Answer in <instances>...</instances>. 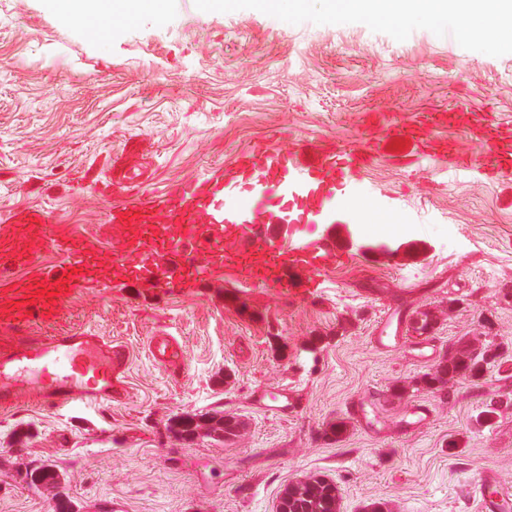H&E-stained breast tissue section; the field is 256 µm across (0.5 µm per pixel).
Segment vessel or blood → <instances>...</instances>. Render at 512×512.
I'll return each mask as SVG.
<instances>
[{"mask_svg": "<svg viewBox=\"0 0 512 512\" xmlns=\"http://www.w3.org/2000/svg\"><path fill=\"white\" fill-rule=\"evenodd\" d=\"M492 150L482 157L449 154L448 163L486 180L512 176V145L496 124L482 133ZM371 161L368 153L276 143L247 150L203 176L171 184L160 192L137 191L110 202L112 252L103 255L94 236H75L50 223L44 208L28 206L0 220V258L27 266L42 252L66 256L59 269H41L16 280L0 276L8 303L0 324L17 330L14 346L0 349V405L33 398L54 410L81 400L126 397L123 377L129 352L123 344L88 330L52 336H24L31 318L47 320L62 302L101 282L105 268L150 283L197 280L226 267L243 278L281 287L315 288L326 263L343 259L342 245L329 243L316 225L336 221L350 200L349 184ZM47 296H37V289ZM153 360L164 367L183 359L171 336L149 342ZM476 512H512V490L495 474L482 472L473 486Z\"/></svg>", "mask_w": 512, "mask_h": 512, "instance_id": "1", "label": "vessel or blood"}]
</instances>
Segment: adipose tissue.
Masks as SVG:
<instances>
[{
	"label": "adipose tissue",
	"mask_w": 512,
	"mask_h": 512,
	"mask_svg": "<svg viewBox=\"0 0 512 512\" xmlns=\"http://www.w3.org/2000/svg\"><path fill=\"white\" fill-rule=\"evenodd\" d=\"M336 12L362 14L401 28L409 22L446 26L512 48V0H333Z\"/></svg>",
	"instance_id": "adipose-tissue-1"
}]
</instances>
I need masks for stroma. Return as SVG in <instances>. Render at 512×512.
<instances>
[{
  "instance_id": "1",
  "label": "stroma",
  "mask_w": 512,
  "mask_h": 512,
  "mask_svg": "<svg viewBox=\"0 0 512 512\" xmlns=\"http://www.w3.org/2000/svg\"><path fill=\"white\" fill-rule=\"evenodd\" d=\"M448 111L457 121L426 128L412 157L384 155L390 119ZM489 123L512 126V49L449 30L395 32L325 0L276 13L167 0L100 40L56 0H0V219L40 206L108 252L114 188L158 192L265 140L373 156L336 227L350 257L319 287L227 269L166 286L109 274L54 322H29L32 334L90 328L123 342L129 394L0 408V512H53L63 496L76 512H277L284 487L313 475L335 482L339 512H475L487 469L512 488V180L439 155L450 142L486 152L476 132ZM388 317L402 318L401 338L379 349ZM166 334L183 346L179 366L149 356V338ZM463 345L498 355L480 378L418 387ZM279 387L288 410L275 415L258 396ZM212 409L242 420L241 435L187 444L167 430ZM336 420L337 442L324 434ZM42 463L60 484L26 483L22 470Z\"/></svg>"
}]
</instances>
